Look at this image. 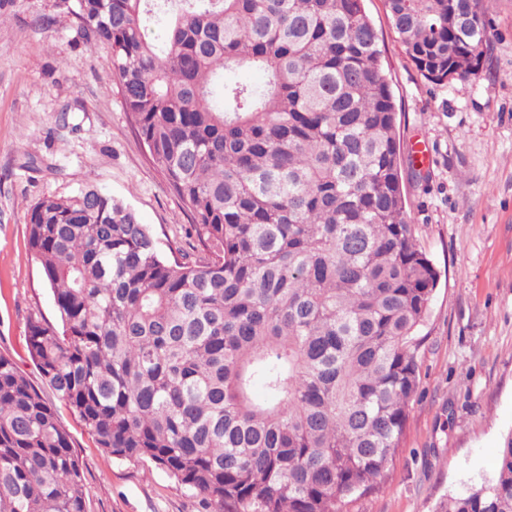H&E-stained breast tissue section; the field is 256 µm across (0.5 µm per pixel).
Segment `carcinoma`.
Returning <instances> with one entry per match:
<instances>
[{
	"label": "carcinoma",
	"mask_w": 512,
	"mask_h": 512,
	"mask_svg": "<svg viewBox=\"0 0 512 512\" xmlns=\"http://www.w3.org/2000/svg\"><path fill=\"white\" fill-rule=\"evenodd\" d=\"M385 2L427 81L465 80L488 58L482 0ZM54 8L88 47L112 48L200 256L163 254L93 184L31 205L28 245L61 321L28 327L48 387L115 460L157 465L213 512H342L384 489L439 273L406 209L396 106L362 0ZM237 70L261 80H230ZM0 512H87L70 435L2 353ZM438 512H512V434L495 479Z\"/></svg>",
	"instance_id": "1"
}]
</instances>
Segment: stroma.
I'll return each instance as SVG.
<instances>
[{"instance_id": "obj_1", "label": "stroma", "mask_w": 512, "mask_h": 512, "mask_svg": "<svg viewBox=\"0 0 512 512\" xmlns=\"http://www.w3.org/2000/svg\"><path fill=\"white\" fill-rule=\"evenodd\" d=\"M379 37L404 150L429 161L404 180L415 238L440 277L419 350L420 386L384 492L349 512H436L491 481L512 434V0H484L493 52L478 75L426 81L392 32L384 0H363ZM0 21V353L37 388L31 319L58 322L27 246L30 206L94 184L135 210L160 248L191 250L189 212L150 163L112 72L53 0H10ZM54 15L49 28L37 16ZM84 469L88 512H205L201 496L153 463L116 461L63 403Z\"/></svg>"}]
</instances>
